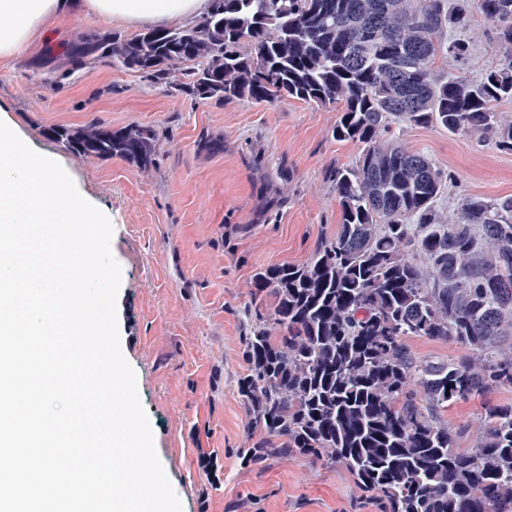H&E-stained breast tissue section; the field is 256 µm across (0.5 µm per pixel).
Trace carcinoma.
<instances>
[{
  "instance_id": "carcinoma-1",
  "label": "carcinoma",
  "mask_w": 512,
  "mask_h": 512,
  "mask_svg": "<svg viewBox=\"0 0 512 512\" xmlns=\"http://www.w3.org/2000/svg\"><path fill=\"white\" fill-rule=\"evenodd\" d=\"M208 0L183 26L87 34L33 65L61 72L110 58L200 100L288 97L340 112L332 137L360 147L327 181L341 222L305 261L256 275L245 309L237 392L264 433L241 464L274 457L343 467L377 512H512V403L485 408L482 436L462 445L448 407L512 385V195L457 198L446 224L448 173L405 149L395 125H437L512 153V52L477 81L461 38L478 20L512 48V0ZM82 157L153 165L159 132L61 128ZM273 299L267 313L266 299ZM461 346L420 360L407 340Z\"/></svg>"
}]
</instances>
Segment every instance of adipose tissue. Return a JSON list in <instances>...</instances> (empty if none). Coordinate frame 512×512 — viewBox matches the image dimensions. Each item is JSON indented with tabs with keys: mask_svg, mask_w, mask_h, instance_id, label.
Listing matches in <instances>:
<instances>
[{
	"mask_svg": "<svg viewBox=\"0 0 512 512\" xmlns=\"http://www.w3.org/2000/svg\"><path fill=\"white\" fill-rule=\"evenodd\" d=\"M206 8L207 0H0V59L14 56L52 19L80 16L179 25Z\"/></svg>",
	"mask_w": 512,
	"mask_h": 512,
	"instance_id": "ef3b65f1",
	"label": "adipose tissue"
}]
</instances>
